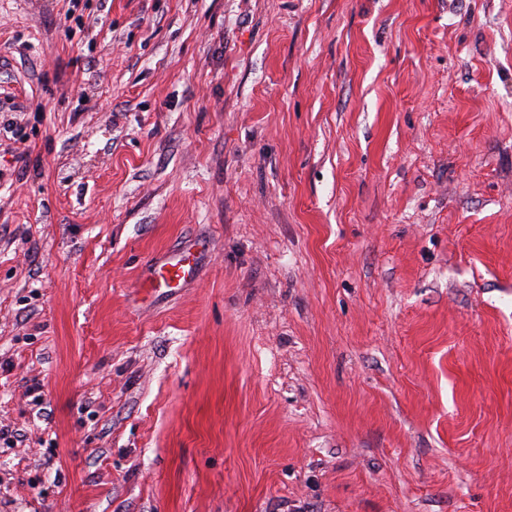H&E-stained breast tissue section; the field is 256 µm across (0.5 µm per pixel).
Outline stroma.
<instances>
[{"label":"stroma","mask_w":512,"mask_h":512,"mask_svg":"<svg viewBox=\"0 0 512 512\" xmlns=\"http://www.w3.org/2000/svg\"><path fill=\"white\" fill-rule=\"evenodd\" d=\"M1 89L0 512H512V0H0ZM169 260L150 263L147 266L151 284L158 288H179L194 270L193 259L190 253L181 252Z\"/></svg>","instance_id":"35a3bbf8"}]
</instances>
